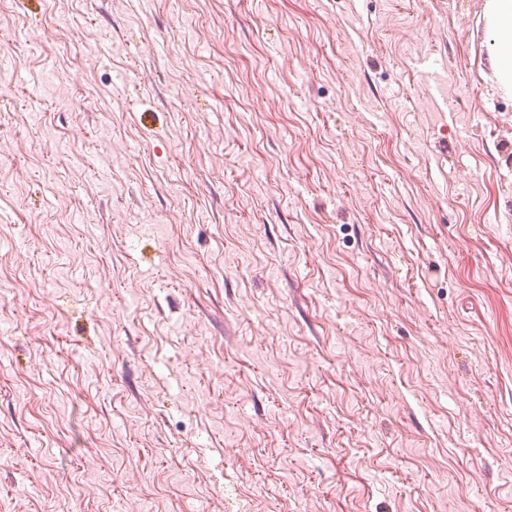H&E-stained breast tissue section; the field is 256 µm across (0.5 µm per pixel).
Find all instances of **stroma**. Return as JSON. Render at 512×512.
I'll use <instances>...</instances> for the list:
<instances>
[{"label": "stroma", "mask_w": 512, "mask_h": 512, "mask_svg": "<svg viewBox=\"0 0 512 512\" xmlns=\"http://www.w3.org/2000/svg\"><path fill=\"white\" fill-rule=\"evenodd\" d=\"M0 45V512H512L481 0H20Z\"/></svg>", "instance_id": "stroma-1"}]
</instances>
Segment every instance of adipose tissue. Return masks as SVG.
I'll return each mask as SVG.
<instances>
[{"label":"adipose tissue","mask_w":512,"mask_h":512,"mask_svg":"<svg viewBox=\"0 0 512 512\" xmlns=\"http://www.w3.org/2000/svg\"><path fill=\"white\" fill-rule=\"evenodd\" d=\"M490 79L501 96L512 98V0H483Z\"/></svg>","instance_id":"1"}]
</instances>
